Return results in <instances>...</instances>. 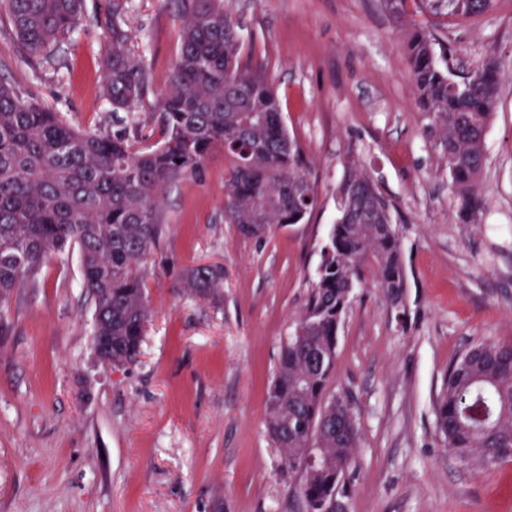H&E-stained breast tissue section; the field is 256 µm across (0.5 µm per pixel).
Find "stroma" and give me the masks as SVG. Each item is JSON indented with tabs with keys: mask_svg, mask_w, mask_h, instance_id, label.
I'll return each mask as SVG.
<instances>
[{
	"mask_svg": "<svg viewBox=\"0 0 512 512\" xmlns=\"http://www.w3.org/2000/svg\"><path fill=\"white\" fill-rule=\"evenodd\" d=\"M86 0L74 31L43 58L17 47L0 8V80L77 128L112 133L103 54L113 22L146 74L132 110L135 146L181 45L180 0ZM242 60L263 66L318 195L301 224L265 239L224 221L223 152L172 185L159 249L149 258V319L133 365L102 364L94 307L76 251L51 257L35 286L0 315V512H304L265 424L281 345L305 304L338 217L350 165L391 208L407 273L400 327L365 268L339 333L333 395L360 429L345 512H512V462L448 452L436 405L448 369L471 344L512 340V0L469 21L385 0H224ZM429 28L456 77L487 56L501 66L485 135L478 223L457 217L458 193L432 118L416 102L406 44ZM223 265L211 302L179 290L183 270Z\"/></svg>",
	"mask_w": 512,
	"mask_h": 512,
	"instance_id": "1",
	"label": "stroma"
}]
</instances>
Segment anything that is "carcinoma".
<instances>
[{"label":"carcinoma","mask_w":512,"mask_h":512,"mask_svg":"<svg viewBox=\"0 0 512 512\" xmlns=\"http://www.w3.org/2000/svg\"><path fill=\"white\" fill-rule=\"evenodd\" d=\"M435 16L471 19L495 0H418ZM17 42L30 58L45 55L74 30L84 0H0ZM179 57L161 101L159 145L134 148L126 135L81 131L58 113L24 102L0 81V311L35 284L56 253L78 252L86 293L94 302L92 335L112 337L108 364L124 368L140 354L149 308L147 261L165 230L168 188L224 152V221L249 238L299 224L317 194L301 149L288 134L266 72L241 62L237 25L224 0L182 2ZM417 102L431 115L459 195V218L480 217L484 140L498 100L500 65L489 56L452 81L435 57L431 35L418 29L407 45ZM105 93L113 114L132 108L143 74L112 24L104 57ZM338 218L311 290L267 393L269 437L283 455L306 512L343 509L336 503L359 442L357 419L329 393L340 326L367 264L392 309L406 314L402 242L390 207L371 177L351 164L338 190ZM179 287L217 300L224 267L191 266ZM437 430L462 461L490 465L512 453V342L469 346L448 368L437 404ZM325 456L312 464L309 449Z\"/></svg>","instance_id":"1"}]
</instances>
